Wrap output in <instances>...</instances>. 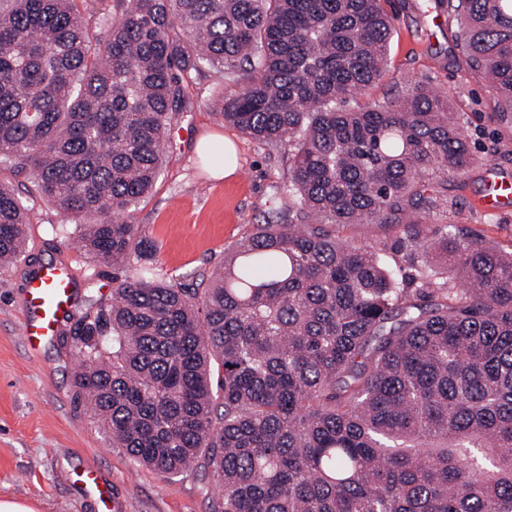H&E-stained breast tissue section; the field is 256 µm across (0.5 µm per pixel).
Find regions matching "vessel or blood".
<instances>
[{
    "label": "vessel or blood",
    "instance_id": "vessel-or-blood-1",
    "mask_svg": "<svg viewBox=\"0 0 512 512\" xmlns=\"http://www.w3.org/2000/svg\"><path fill=\"white\" fill-rule=\"evenodd\" d=\"M480 208L496 213L512 207V180L489 175ZM75 284L67 265L59 264L39 269L26 286L28 317L24 321V334L29 346H37L53 335L59 320L71 307Z\"/></svg>",
    "mask_w": 512,
    "mask_h": 512
}]
</instances>
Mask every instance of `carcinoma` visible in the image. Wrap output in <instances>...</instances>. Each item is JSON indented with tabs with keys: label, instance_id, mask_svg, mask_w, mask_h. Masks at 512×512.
<instances>
[{
	"label": "carcinoma",
	"instance_id": "1",
	"mask_svg": "<svg viewBox=\"0 0 512 512\" xmlns=\"http://www.w3.org/2000/svg\"><path fill=\"white\" fill-rule=\"evenodd\" d=\"M120 2L0 0V163L34 174L85 252L139 262L56 333L113 447L211 472L214 512H512V254L423 217L438 178L477 165L448 100L417 83L350 107L383 73L379 0ZM448 10L509 121L512 0ZM241 64L221 116L288 144V212L307 223L256 225L188 290L140 264V225L120 216L159 176L184 77ZM367 220L400 235L336 238ZM26 224L0 183V269Z\"/></svg>",
	"mask_w": 512,
	"mask_h": 512
}]
</instances>
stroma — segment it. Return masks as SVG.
Segmentation results:
<instances>
[{
  "label": "stroma",
  "instance_id": "1",
  "mask_svg": "<svg viewBox=\"0 0 512 512\" xmlns=\"http://www.w3.org/2000/svg\"><path fill=\"white\" fill-rule=\"evenodd\" d=\"M392 19L383 75L356 99L385 102L421 83L448 99L465 123L481 158L464 178L449 177L443 205L429 223L469 224L497 250L512 252V209L487 213L477 207L488 170L512 177V127L497 117L496 100L468 64L456 40L457 26L438 0H380ZM244 72L210 71L185 78V109L167 130L161 174L131 217L151 242L148 263L161 277L185 288L203 278L252 230L288 207V148L268 147L225 124L222 102L242 90ZM231 140L238 153L231 178H209V164L196 148L200 136ZM29 208L25 250L0 270V500L35 512H212L219 490L205 470L169 476L137 465L113 447L91 412L76 397L71 348L51 339L28 347L23 284L40 264L65 262L81 290L112 292V277L131 275L79 247V232H59L64 217L41 197L31 179L0 169ZM93 470L103 491L85 486Z\"/></svg>",
  "mask_w": 512,
  "mask_h": 512
}]
</instances>
